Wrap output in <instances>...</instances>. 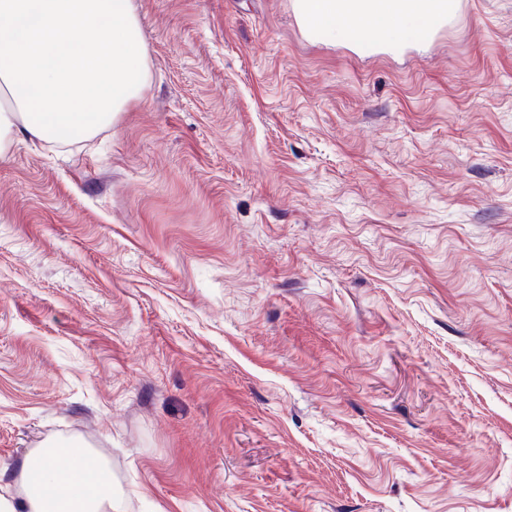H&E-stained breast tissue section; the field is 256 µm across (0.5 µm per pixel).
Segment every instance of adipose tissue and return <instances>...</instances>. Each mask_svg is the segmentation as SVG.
Returning <instances> with one entry per match:
<instances>
[{"mask_svg": "<svg viewBox=\"0 0 512 512\" xmlns=\"http://www.w3.org/2000/svg\"><path fill=\"white\" fill-rule=\"evenodd\" d=\"M458 0H297L299 19L328 40L349 29L399 48L453 15ZM0 157L20 131L44 142L87 138L111 125L148 78L131 0H0ZM21 504L0 512H119L111 471L84 449L41 448L23 472Z\"/></svg>", "mask_w": 512, "mask_h": 512, "instance_id": "1", "label": "adipose tissue"}]
</instances>
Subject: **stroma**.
Wrapping results in <instances>:
<instances>
[{"mask_svg":"<svg viewBox=\"0 0 512 512\" xmlns=\"http://www.w3.org/2000/svg\"><path fill=\"white\" fill-rule=\"evenodd\" d=\"M138 99L0 159V487L124 512H512V0L388 50L133 0ZM28 460L24 468L26 498L18 508L25 512H119L112 488V472L83 448L72 446L61 458L59 448L45 445ZM54 448L53 450L49 449ZM65 460L62 470L59 461ZM45 491H51L46 494ZM11 498L0 496L2 512H17Z\"/></svg>","mask_w":512,"mask_h":512,"instance_id":"obj_1","label":"stroma"}]
</instances>
